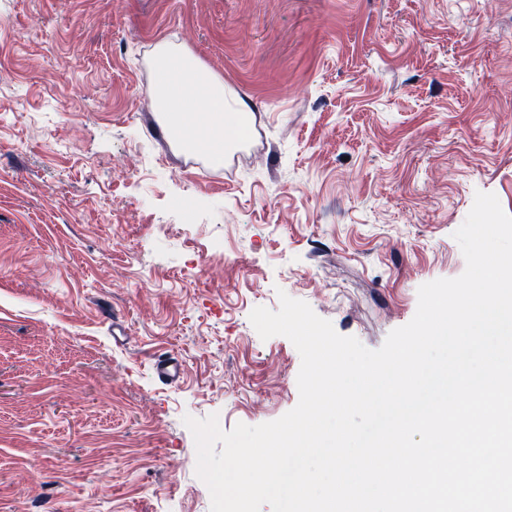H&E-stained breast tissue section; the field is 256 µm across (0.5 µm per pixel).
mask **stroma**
<instances>
[{
	"label": "stroma",
	"mask_w": 512,
	"mask_h": 512,
	"mask_svg": "<svg viewBox=\"0 0 512 512\" xmlns=\"http://www.w3.org/2000/svg\"><path fill=\"white\" fill-rule=\"evenodd\" d=\"M166 40L253 105L223 165L158 125ZM479 191L512 214V0H0V512H210L184 417L299 399L251 311L379 348Z\"/></svg>",
	"instance_id": "35a3bbf8"
}]
</instances>
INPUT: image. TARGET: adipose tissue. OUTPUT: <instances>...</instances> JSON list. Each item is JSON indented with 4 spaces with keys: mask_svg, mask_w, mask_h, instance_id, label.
Here are the masks:
<instances>
[{
    "mask_svg": "<svg viewBox=\"0 0 512 512\" xmlns=\"http://www.w3.org/2000/svg\"><path fill=\"white\" fill-rule=\"evenodd\" d=\"M152 68L158 110L180 149L220 162L242 146L254 113L235 87L176 42L156 48Z\"/></svg>",
    "mask_w": 512,
    "mask_h": 512,
    "instance_id": "ef3b65f1",
    "label": "adipose tissue"
}]
</instances>
